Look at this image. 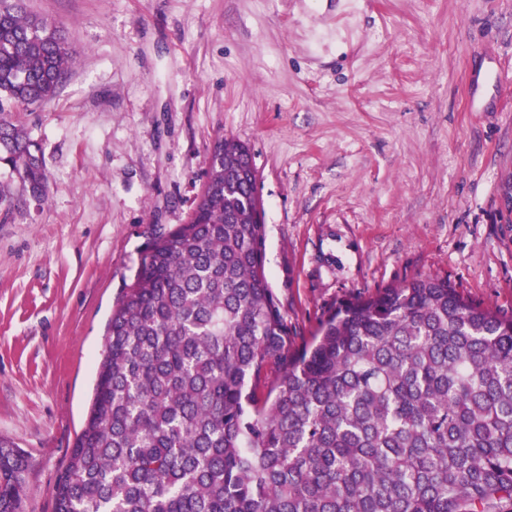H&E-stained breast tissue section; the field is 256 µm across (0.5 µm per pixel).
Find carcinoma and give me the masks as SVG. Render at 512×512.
Segmentation results:
<instances>
[{
    "label": "carcinoma",
    "mask_w": 512,
    "mask_h": 512,
    "mask_svg": "<svg viewBox=\"0 0 512 512\" xmlns=\"http://www.w3.org/2000/svg\"><path fill=\"white\" fill-rule=\"evenodd\" d=\"M71 54L24 0H0L7 212L47 199L17 114L57 95ZM243 148L214 143L189 221L124 285L55 512H512V317L421 276L292 347ZM22 472L1 441L0 512H20Z\"/></svg>",
    "instance_id": "1"
}]
</instances>
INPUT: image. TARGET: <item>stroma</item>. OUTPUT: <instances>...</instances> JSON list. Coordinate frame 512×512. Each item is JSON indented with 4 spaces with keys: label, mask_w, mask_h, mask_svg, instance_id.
Listing matches in <instances>:
<instances>
[{
    "label": "stroma",
    "mask_w": 512,
    "mask_h": 512,
    "mask_svg": "<svg viewBox=\"0 0 512 512\" xmlns=\"http://www.w3.org/2000/svg\"><path fill=\"white\" fill-rule=\"evenodd\" d=\"M26 7L72 58L19 115L48 199L0 211V438L26 461L23 512H54L112 306L153 234L187 222L219 137L250 150L294 346L421 275L512 316V0Z\"/></svg>",
    "instance_id": "stroma-1"
}]
</instances>
